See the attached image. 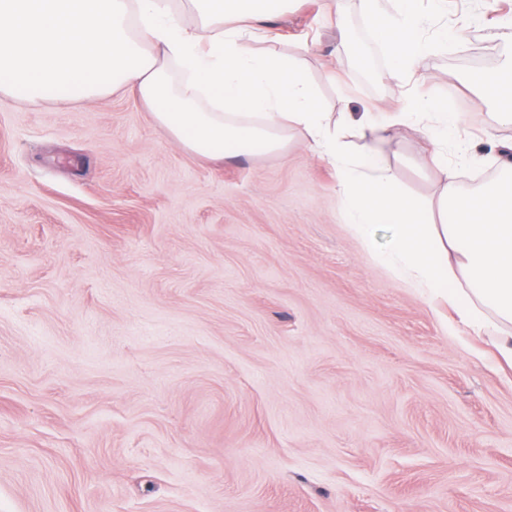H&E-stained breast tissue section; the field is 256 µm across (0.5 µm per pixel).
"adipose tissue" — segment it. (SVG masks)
<instances>
[{"label":"adipose tissue","instance_id":"ef3b65f1","mask_svg":"<svg viewBox=\"0 0 512 512\" xmlns=\"http://www.w3.org/2000/svg\"><path fill=\"white\" fill-rule=\"evenodd\" d=\"M364 2L393 79L416 75L434 43L465 35L444 27L426 37L420 0ZM287 3L186 0L179 12L172 0H0V97L70 106L131 90L171 139L213 159L282 150L286 131L299 130L333 165L348 226L366 241L375 225L391 226L376 262L447 303L469 340L512 367V145L498 152L496 179L466 191L448 164L449 148L463 144L460 118L435 99L408 95L332 127L300 63L254 46L256 22ZM467 83L512 126V74L478 71ZM405 129L428 145L422 163L443 185L438 206L403 193L384 162L383 144Z\"/></svg>","mask_w":512,"mask_h":512}]
</instances>
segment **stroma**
<instances>
[{
	"label": "stroma",
	"mask_w": 512,
	"mask_h": 512,
	"mask_svg": "<svg viewBox=\"0 0 512 512\" xmlns=\"http://www.w3.org/2000/svg\"><path fill=\"white\" fill-rule=\"evenodd\" d=\"M326 0L261 23L325 111L405 93L340 48ZM512 0H453L423 92L470 162L511 143L463 73L498 72ZM407 131L400 187L436 197ZM345 223L328 161H212L130 93L30 108L0 98V512H512V371L476 358L447 306L405 287Z\"/></svg>",
	"instance_id": "35a3bbf8"
}]
</instances>
